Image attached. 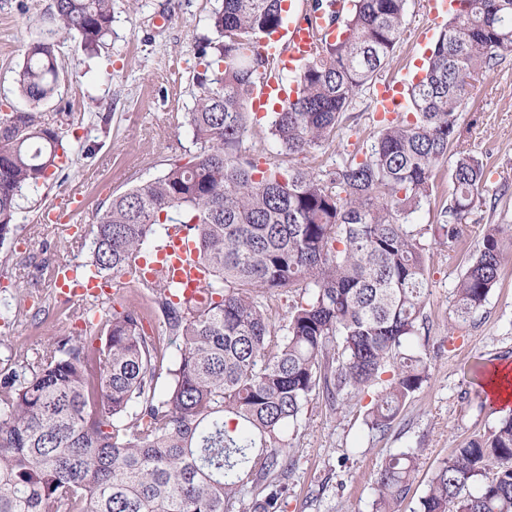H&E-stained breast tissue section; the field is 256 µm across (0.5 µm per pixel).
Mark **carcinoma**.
<instances>
[{"label":"carcinoma","instance_id":"1","mask_svg":"<svg viewBox=\"0 0 512 512\" xmlns=\"http://www.w3.org/2000/svg\"><path fill=\"white\" fill-rule=\"evenodd\" d=\"M283 0H221L197 45L187 123L198 147L157 178L112 196L92 230L90 276L133 273L178 225L207 271L200 297L164 278L126 282L177 343L166 358L141 307L100 314L43 353L18 349L0 370V512H280L287 448L306 406L369 397L365 424L384 437L429 379L420 342L429 291L426 235L450 241L483 200V159L460 149L457 112L472 81L512 54V0H449L411 112L376 121L370 147L335 170L261 168L242 152L262 42L284 27ZM342 32L294 77L296 99L270 113L278 152L306 156L333 138L400 39L407 0H349ZM112 0H53L50 19L96 54L112 35ZM56 41L29 42L17 70L23 106L0 113V246L18 199L69 151ZM444 223H413L447 160ZM512 253V228L484 225L460 272L454 321H470ZM269 293L288 297L272 323ZM166 375L165 387L157 386ZM417 453L388 456L372 512H399ZM417 512H512V417L453 450Z\"/></svg>","mask_w":512,"mask_h":512}]
</instances>
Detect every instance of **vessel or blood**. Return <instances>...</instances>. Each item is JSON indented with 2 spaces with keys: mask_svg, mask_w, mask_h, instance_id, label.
<instances>
[{
  "mask_svg": "<svg viewBox=\"0 0 512 512\" xmlns=\"http://www.w3.org/2000/svg\"><path fill=\"white\" fill-rule=\"evenodd\" d=\"M337 25L326 23L322 13L311 12L288 24L281 43L271 46L270 54L281 55L300 63L312 57L322 39H335ZM287 101L288 87L280 74L272 73L261 77L259 88L252 96L253 111H262L269 99ZM402 100V86L390 80L379 82L374 94L375 110L379 113L395 111ZM191 245L183 234L173 233L157 248L155 259L148 266L147 280L162 276L185 285L187 293H195L204 285V275L190 252ZM52 280L62 295L72 300L88 302L108 301L116 290L111 283L98 278L78 281L71 263L58 262L52 270Z\"/></svg>",
  "mask_w": 512,
  "mask_h": 512,
  "instance_id": "1",
  "label": "vessel or blood"
}]
</instances>
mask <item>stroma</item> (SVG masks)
<instances>
[{
  "label": "stroma",
  "mask_w": 512,
  "mask_h": 512,
  "mask_svg": "<svg viewBox=\"0 0 512 512\" xmlns=\"http://www.w3.org/2000/svg\"><path fill=\"white\" fill-rule=\"evenodd\" d=\"M52 0H0V108L18 104L16 70L32 38L45 34ZM217 0H114L112 35L99 56L79 38L57 35L64 78L45 111L71 112L72 150L63 171L19 201L17 226L0 247V299L13 311L0 318V368L12 350L40 351L55 335L82 322L57 304L46 268L82 262L93 224L112 195L161 175L192 149L185 114L192 105L196 46L209 35ZM428 22L425 0H408L404 32L383 77L402 83L421 71L432 39L412 42ZM110 79H102V72ZM108 115L101 123L100 115ZM470 151L487 169L480 188L485 205L471 215L460 241L429 238L430 295L422 344L430 377L406 403L385 437L369 433L356 401L329 409L312 401L289 450L283 512H371L373 481L389 455L414 450L418 465L400 512H416L434 470L454 448L487 433L498 417L485 407L477 381L496 365L512 367V257L483 309L463 327L452 319L453 289L484 225H512V56L480 76L458 114ZM53 212L58 226L43 224ZM77 227V237L61 224Z\"/></svg>",
  "instance_id": "stroma-1"
}]
</instances>
